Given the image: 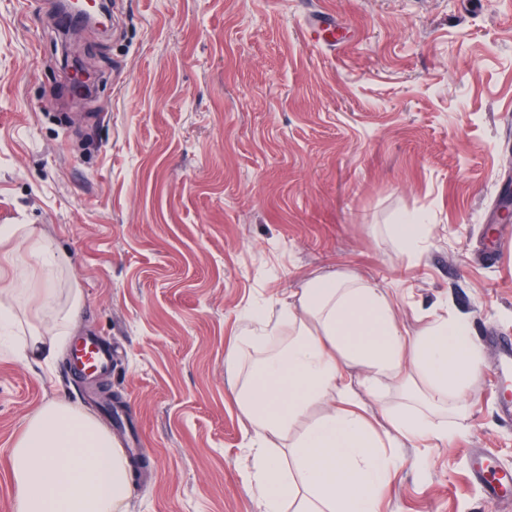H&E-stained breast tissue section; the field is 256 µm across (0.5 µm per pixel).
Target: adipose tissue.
<instances>
[{
	"label": "adipose tissue",
	"mask_w": 512,
	"mask_h": 512,
	"mask_svg": "<svg viewBox=\"0 0 512 512\" xmlns=\"http://www.w3.org/2000/svg\"><path fill=\"white\" fill-rule=\"evenodd\" d=\"M17 241L23 254L0 268V277L22 279L39 270L53 279L64 258L28 224L1 225L0 242ZM41 307L58 308L52 327L30 326L16 338L11 301H0V344L23 361L51 363L82 305L81 289L58 307L55 288L39 289ZM235 349L224 358L236 380L234 393L253 430L247 481L260 512H379L383 492L398 465L381 449V436L361 412L346 367L365 371L368 391L398 381L412 410H384L395 433L419 442L445 441L453 431L434 417L435 407L470 395L484 357L467 319L438 318L416 337L399 331L392 303L380 289L353 274H327L294 291L278 313L252 308ZM258 359L239 375L242 349ZM321 408L309 420L313 408ZM15 485L13 512H124L135 489L124 448L92 415L50 402L28 415L10 454Z\"/></svg>",
	"instance_id": "1"
}]
</instances>
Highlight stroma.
Returning a JSON list of instances; mask_svg holds the SVG:
<instances>
[{
    "mask_svg": "<svg viewBox=\"0 0 512 512\" xmlns=\"http://www.w3.org/2000/svg\"><path fill=\"white\" fill-rule=\"evenodd\" d=\"M312 4L339 49L312 43ZM63 39L52 0H0V225L55 245V287L84 297L74 335L118 350L112 404L146 462L128 512H258L224 355L253 305L341 273L386 293L403 335L460 315L485 352L435 447L389 435L380 406H411L396 382L365 397L399 461L382 512H508L468 471L474 448L512 467L485 340H512V243L485 260L512 189V0H112L78 104ZM408 213L431 226L415 256L387 231ZM49 402L106 418L67 352L46 369L0 349V512Z\"/></svg>",
    "mask_w": 512,
    "mask_h": 512,
    "instance_id": "35a3bbf8",
    "label": "stroma"
}]
</instances>
